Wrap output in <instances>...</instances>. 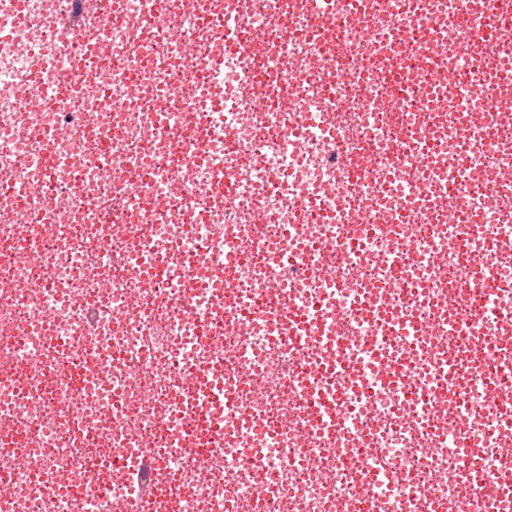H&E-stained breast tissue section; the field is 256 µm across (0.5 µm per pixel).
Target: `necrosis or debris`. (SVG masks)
<instances>
[{
    "mask_svg": "<svg viewBox=\"0 0 512 512\" xmlns=\"http://www.w3.org/2000/svg\"><path fill=\"white\" fill-rule=\"evenodd\" d=\"M80 2L0 0V512H512V0Z\"/></svg>",
    "mask_w": 512,
    "mask_h": 512,
    "instance_id": "necrosis-or-debris-1",
    "label": "necrosis or debris"
}]
</instances>
